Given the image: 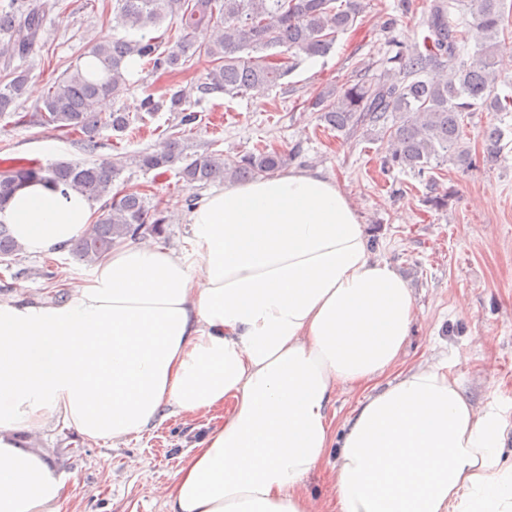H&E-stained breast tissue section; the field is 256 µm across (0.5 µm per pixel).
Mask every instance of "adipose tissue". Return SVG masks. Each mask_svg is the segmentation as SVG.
<instances>
[{
    "label": "adipose tissue",
    "mask_w": 512,
    "mask_h": 512,
    "mask_svg": "<svg viewBox=\"0 0 512 512\" xmlns=\"http://www.w3.org/2000/svg\"><path fill=\"white\" fill-rule=\"evenodd\" d=\"M185 219L189 251L126 242L64 303H0V512L67 510L32 447L46 418L116 444L212 412L160 489L167 512H318L305 480L329 457L333 512H512V425L444 361L398 370L413 293L335 181L291 170L199 194ZM93 221L42 182L0 207L30 253ZM343 388L365 394L339 436Z\"/></svg>",
    "instance_id": "ef3b65f1"
}]
</instances>
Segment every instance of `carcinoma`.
I'll list each match as a JSON object with an SVG mask.
<instances>
[{
  "instance_id": "obj_1",
  "label": "carcinoma",
  "mask_w": 512,
  "mask_h": 512,
  "mask_svg": "<svg viewBox=\"0 0 512 512\" xmlns=\"http://www.w3.org/2000/svg\"><path fill=\"white\" fill-rule=\"evenodd\" d=\"M116 21L127 35L93 42L87 57L92 69L78 63L65 70L48 88L39 112L17 122H30L57 132H80L89 152L101 148L102 129L122 132L128 124L123 112H98L101 99L126 87V64L132 60L153 72L186 67L192 56L211 59L205 79L196 87L202 94H238L277 84L297 65L301 56L326 54L336 36L352 28L364 10L362 0H116ZM457 0H431L423 46L397 51L372 75L357 74L341 85L326 88L307 101L318 121L346 137L379 131L391 138L393 150L386 165L421 177L432 162L452 158L469 169L475 159L464 146V118L480 109L512 110V100L497 93L496 58L512 46L507 0H468L467 14L459 22L449 19ZM56 0H8L0 4V35L8 38L5 51L24 58L39 41L45 14ZM23 22H16L17 15ZM170 19L175 28L159 36L145 30ZM171 43L160 50L162 39ZM286 48L288 56L268 53ZM471 56L466 60L465 56ZM0 83V116L25 92L27 73L14 69ZM191 92L180 89L155 99L149 94L141 111L151 116L163 108L180 115V125L197 122L186 108ZM504 131L491 126L483 132L482 162L492 165L502 152ZM179 174L204 185L249 181L273 175L288 164V155L275 149L248 152L234 164L224 155L199 158L183 155L178 141L168 138L159 149L139 156V165L165 174L176 163ZM120 161L59 162L48 167L15 162L0 170V204L22 186L40 180L75 190L99 204L91 228L67 246L77 260L93 265L127 241L151 238L165 242L169 217L150 206L136 190L114 191ZM21 246L11 227L0 223V262L11 268Z\"/></svg>"
}]
</instances>
